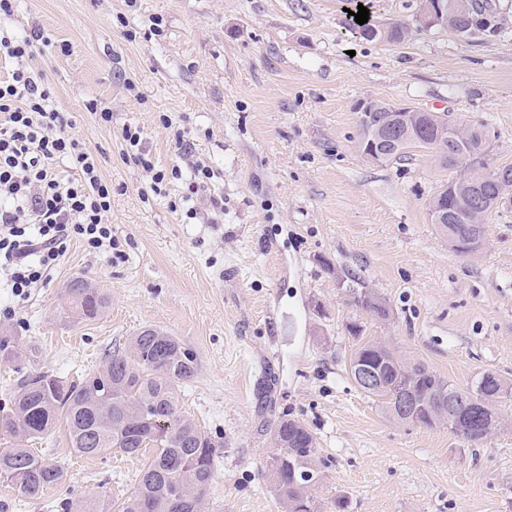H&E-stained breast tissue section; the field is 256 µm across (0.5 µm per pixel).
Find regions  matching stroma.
<instances>
[{
    "label": "stroma",
    "mask_w": 512,
    "mask_h": 512,
    "mask_svg": "<svg viewBox=\"0 0 512 512\" xmlns=\"http://www.w3.org/2000/svg\"><path fill=\"white\" fill-rule=\"evenodd\" d=\"M489 3L495 33L419 28L391 44L352 31L350 0H18L0 31L48 39L32 65L112 183L115 250L72 242L27 299L0 291V332L22 349L0 361V402L34 369L70 381L101 369L152 327L198 355L178 401L221 447L209 512H282L265 470L275 414L317 439L322 512L338 499L345 512H512V396L499 404L508 425L473 447L444 427L391 423L347 373L346 325L361 320L459 387L485 372L512 385V204L488 215L479 254H457L429 201L458 167L422 148L373 161L356 144L355 105L373 99L450 113L486 132L490 165L512 164V0ZM130 124L157 168L209 165L223 217L184 200L178 181L142 197L149 177L122 157ZM350 276L385 299L386 320L352 305ZM75 277L108 295L104 316L60 315ZM40 446L66 481L30 500L0 480V512H55L81 492L117 505L143 466L71 453L61 429Z\"/></svg>",
    "instance_id": "obj_1"
}]
</instances>
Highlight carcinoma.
Listing matches in <instances>:
<instances>
[{
  "mask_svg": "<svg viewBox=\"0 0 512 512\" xmlns=\"http://www.w3.org/2000/svg\"><path fill=\"white\" fill-rule=\"evenodd\" d=\"M495 27L487 0H472L471 11L450 29L459 35ZM433 136L421 134L403 139L394 153L407 156L413 147L433 149ZM439 235L450 239L449 247L464 250L471 233L485 234V225L437 224ZM354 305L373 320H383V299L356 279L350 280ZM108 307V298L83 278L66 286L62 314L83 321L95 320ZM355 340L352 357L382 367L387 387L363 389L375 398L380 411L394 424L405 425L403 415L392 408L393 390L400 389L417 402L418 425L448 426L455 436L479 444L492 436L489 424L499 418L498 399L507 388L492 373L472 383L473 393L484 399L481 407L469 408L455 423L432 411L429 399L439 388H456L450 380L423 361L385 352L379 341L365 335L362 323L347 326ZM19 357L17 339L0 336V361L12 363ZM196 352L185 343L153 328L129 339L123 351L110 355L106 366L77 382H67L49 372L24 377L10 407L0 408V477L15 484L28 499H39L59 485L67 472L30 443L47 438L57 423L67 429L68 447L81 456L95 457L116 450L128 457H147L137 485L126 498L122 512H204L206 496L219 458L218 444L177 407L179 384L197 370ZM270 451L266 468L285 512H320L315 495L318 485L302 476L319 463L316 438L306 425L288 415L270 421ZM62 512H112V503L102 494L77 495L59 502Z\"/></svg>",
  "mask_w": 512,
  "mask_h": 512,
  "instance_id": "1",
  "label": "carcinoma"
}]
</instances>
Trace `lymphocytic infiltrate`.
<instances>
[{
	"label": "lymphocytic infiltrate",
	"mask_w": 512,
	"mask_h": 512,
	"mask_svg": "<svg viewBox=\"0 0 512 512\" xmlns=\"http://www.w3.org/2000/svg\"><path fill=\"white\" fill-rule=\"evenodd\" d=\"M45 37L32 30L24 37L0 34V59L15 64L0 81V284L19 299L44 284L72 241L91 249L111 248L112 184L97 156L70 131L55 106L51 87L31 62ZM140 126L122 132L123 156L150 175L149 188L161 193L164 182L181 181L187 197H200L220 213L223 197L211 194L214 172L198 162L156 169L143 147ZM72 164L77 178H61L60 163Z\"/></svg>",
	"instance_id": "1"
}]
</instances>
